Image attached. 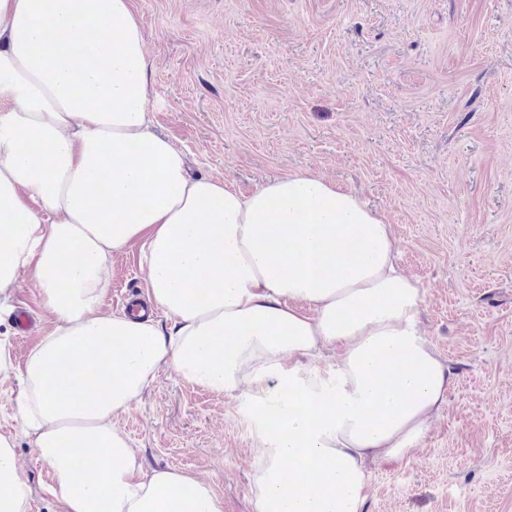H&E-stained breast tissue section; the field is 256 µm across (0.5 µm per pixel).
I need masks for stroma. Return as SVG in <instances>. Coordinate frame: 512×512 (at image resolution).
<instances>
[{
	"label": "stroma",
	"mask_w": 512,
	"mask_h": 512,
	"mask_svg": "<svg viewBox=\"0 0 512 512\" xmlns=\"http://www.w3.org/2000/svg\"><path fill=\"white\" fill-rule=\"evenodd\" d=\"M155 128L197 176L242 194L316 173L392 224L426 290L420 327L456 376L409 458L370 463L366 512H512V0H134ZM102 309L145 291L138 252L113 258ZM55 328L29 278L0 308V435L60 512L17 407L33 343ZM245 400L161 369L113 419L147 468L205 480L251 512L260 438Z\"/></svg>",
	"instance_id": "obj_1"
}]
</instances>
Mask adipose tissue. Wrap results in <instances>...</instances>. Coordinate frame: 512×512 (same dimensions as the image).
<instances>
[{"label": "adipose tissue", "instance_id": "ef3b65f1", "mask_svg": "<svg viewBox=\"0 0 512 512\" xmlns=\"http://www.w3.org/2000/svg\"><path fill=\"white\" fill-rule=\"evenodd\" d=\"M149 72L134 0H0V298L29 275L56 322L18 397L48 491L63 512H224L112 423L168 368L265 409L253 512H364L368 462L404 459L455 385L426 291L392 226L323 176L248 195L191 176L154 130ZM134 247L169 332L101 308ZM29 495L0 435V512Z\"/></svg>", "mask_w": 512, "mask_h": 512}]
</instances>
